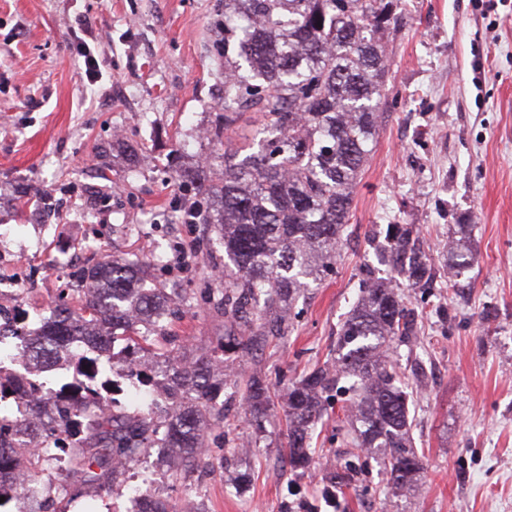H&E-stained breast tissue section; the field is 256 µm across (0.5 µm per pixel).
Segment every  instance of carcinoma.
<instances>
[{
    "label": "carcinoma",
    "instance_id": "1",
    "mask_svg": "<svg viewBox=\"0 0 512 512\" xmlns=\"http://www.w3.org/2000/svg\"><path fill=\"white\" fill-rule=\"evenodd\" d=\"M401 0H224V114L214 133L224 152L213 157L215 186L193 170L175 173L192 186L174 223L192 218L212 226L224 246V288L203 295L224 318V353L244 356L288 335V312L304 291L336 265L350 221L355 189L373 152L389 75L386 44L402 21ZM257 115L254 134L235 135L244 113ZM469 225L448 244L449 283L471 264ZM415 231L389 224L370 240L380 264L423 288L432 271L416 247ZM160 258L114 255L83 273V307L56 309L52 343L19 316L16 353L29 373L0 361V404L19 385L45 386L44 373L65 369L71 380L53 391L49 423L39 415L0 416V470L23 475L0 484V512H50L32 494L51 490L107 491L128 478L131 464L163 448L172 485L190 512L202 509L194 472L209 465L206 434L230 428L221 395L241 398L260 425L271 391L260 377H237L224 361L176 343L170 324L189 303L182 288H142ZM363 295L338 331L336 360L314 365L288 390V463L310 462L309 431L321 420L331 392L353 401L350 444L382 456L392 487H410L420 463L408 441V399L391 360V342L414 335L404 298L367 273ZM128 339L118 353L114 343ZM151 393L146 407L128 410L112 395L116 384Z\"/></svg>",
    "mask_w": 512,
    "mask_h": 512
}]
</instances>
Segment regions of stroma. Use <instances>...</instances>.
<instances>
[{
	"mask_svg": "<svg viewBox=\"0 0 512 512\" xmlns=\"http://www.w3.org/2000/svg\"><path fill=\"white\" fill-rule=\"evenodd\" d=\"M388 44L391 79L376 146L357 187L333 273L293 304L288 339L234 361L273 385L262 432L238 424L208 436L217 463L207 512H512V0H403ZM101 76L89 83L76 43ZM224 100V0H0V283L23 280L15 310L31 327L62 289L103 259L148 250L155 285L220 287L224 248L204 224H174L184 190L174 165L207 170L198 135ZM413 224L437 274L397 284L418 332L394 343L421 460L414 490H395L374 456L352 458L344 412L330 401L312 433L313 462L288 466L284 397L334 358L337 331L366 269L389 278L367 237ZM471 225L474 262L458 289L442 270L448 240ZM224 321L185 310L182 345L220 355ZM232 468L219 465L222 456ZM354 465L328 505L323 476ZM57 512H125L137 487Z\"/></svg>",
	"mask_w": 512,
	"mask_h": 512,
	"instance_id": "stroma-1",
	"label": "stroma"
}]
</instances>
